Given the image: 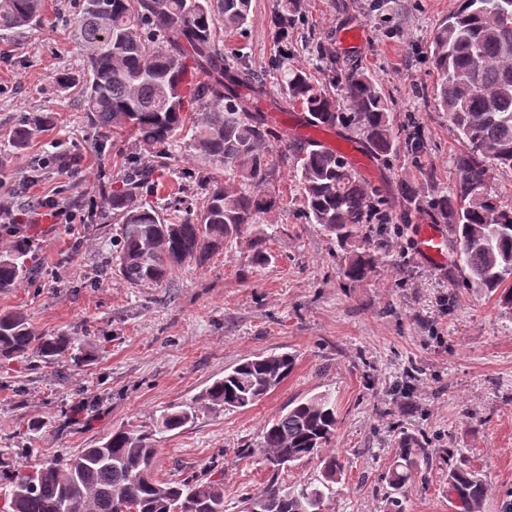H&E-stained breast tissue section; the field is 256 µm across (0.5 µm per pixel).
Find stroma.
I'll return each instance as SVG.
<instances>
[{
    "instance_id": "35a3bbf8",
    "label": "stroma",
    "mask_w": 512,
    "mask_h": 512,
    "mask_svg": "<svg viewBox=\"0 0 512 512\" xmlns=\"http://www.w3.org/2000/svg\"><path fill=\"white\" fill-rule=\"evenodd\" d=\"M457 0H304L280 43L273 21L278 0H252L247 32L224 39L261 72L276 130L294 123L281 101L276 60L323 81L361 65L392 104L404 145L374 163L366 182L392 208L398 231L342 247L302 209L301 186L283 172L274 186L278 208L228 237L204 263L187 262L163 285L129 284L109 261L122 220L99 204L102 187H117L128 162L153 149L128 133L87 118L77 89L56 77L80 75L85 51L70 18L80 0H42L40 25L0 36V195L15 210L49 194L83 217L75 231L61 224L26 229L33 245L0 232V255L22 256L28 269L17 288L0 292V314L18 312L44 336H67L71 350L47 362L17 358L0 365V452L17 462L72 455L105 442L118 429L154 433L156 479L178 480L214 468L224 473V512H244L246 497L269 481L283 488L318 483L314 456L272 474L255 448L262 427L290 403L330 394L338 427L330 448L342 466L324 512H386L384 476L401 438L417 440L429 458L407 485L405 512H457L448 471L467 467L488 483L481 512H503L512 494V313L491 294L463 286L456 252L440 266L416 249L426 210H409L394 193L398 181L423 195L449 191L461 144L446 112L426 90L436 83L427 41ZM364 29L345 47L339 31ZM31 131L16 144L19 124ZM419 136L420 153L405 142ZM148 200L202 207L205 192L191 172L201 160L185 142L170 149ZM49 159L48 168L37 165ZM79 161L81 182L58 173L57 160ZM266 241L268 259L252 260L251 241ZM377 252L367 278L347 280L351 253ZM296 354L294 371L258 403L239 410L199 409L192 424L158 432L169 407L194 401L226 369L263 353ZM25 452H17L18 443Z\"/></svg>"
}]
</instances>
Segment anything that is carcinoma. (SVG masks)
<instances>
[{"mask_svg":"<svg viewBox=\"0 0 512 512\" xmlns=\"http://www.w3.org/2000/svg\"><path fill=\"white\" fill-rule=\"evenodd\" d=\"M302 0H280L275 35L288 40ZM512 0H458L429 38V57L439 81L433 99L463 141L455 154L456 180L427 206L451 228L461 268L473 288L497 294L512 312V206L488 191L495 168L512 170V58L503 53L499 6ZM251 0H83L72 18L75 35L87 49L82 97L97 126L127 128L156 149L155 159L129 161L122 188L101 194L122 219L118 271L132 285H161L189 261H205L224 248L260 214L277 206L266 188L286 168L295 173L303 206L313 223L347 245L394 223L389 203L368 189L361 174L338 149L299 134L274 129L259 106L266 86L244 56L220 46L224 32L243 30ZM40 21V0H0V31ZM288 103L308 113L318 128L361 132L370 154L386 160L397 150L390 105L379 84L353 67L336 78V92L299 69L282 80ZM201 117L194 118L192 113ZM188 143L211 166L202 179L206 200L198 213L173 202L179 213L165 222L142 202L154 190L169 148L187 125ZM286 146L274 150L272 141ZM396 194L407 204L420 189L402 181ZM375 263L359 253L344 270L351 281L367 276ZM23 270L0 258V291L18 285ZM67 336L37 334L19 313L0 315V359L21 355L51 360L69 352ZM296 356L272 353L247 359L213 381L200 401L210 407L245 408L278 387L294 370ZM196 407L176 406L161 415L170 432L193 422ZM336 408L327 393L302 399L262 427L259 454L274 472L319 453L336 432ZM157 448L152 435L118 429L96 448L57 456L49 466L6 465L0 469V512H224V477L160 481L154 477ZM423 447L404 438L387 477V512H404L405 488L418 468ZM341 467L324 458L319 484L288 490L270 481L246 500L247 512H323L336 492ZM487 492L473 470H448V495L458 512H479Z\"/></svg>","mask_w":512,"mask_h":512,"instance_id":"carcinoma-1","label":"carcinoma"}]
</instances>
